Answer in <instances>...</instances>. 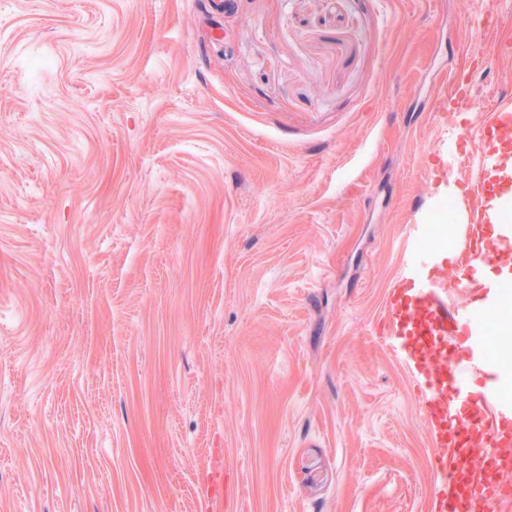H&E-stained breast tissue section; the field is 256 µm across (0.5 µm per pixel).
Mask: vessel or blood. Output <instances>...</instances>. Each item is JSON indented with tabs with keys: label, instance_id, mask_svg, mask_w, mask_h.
<instances>
[{
	"label": "vessel or blood",
	"instance_id": "vessel-or-blood-1",
	"mask_svg": "<svg viewBox=\"0 0 512 512\" xmlns=\"http://www.w3.org/2000/svg\"><path fill=\"white\" fill-rule=\"evenodd\" d=\"M512 110L496 113L493 130L481 133L478 164L486 175L482 223L450 216L460 238L456 262L447 250L425 244L428 227H408L411 242L387 295L383 347L408 373L432 441L427 464L437 481L433 512H500V491L512 475V403L492 382L476 385L485 365L482 316L512 281L473 288L477 269L512 266V225L503 223L501 188L512 184ZM444 173L462 159L457 139L439 140Z\"/></svg>",
	"mask_w": 512,
	"mask_h": 512
}]
</instances>
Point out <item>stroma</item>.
<instances>
[{
  "mask_svg": "<svg viewBox=\"0 0 512 512\" xmlns=\"http://www.w3.org/2000/svg\"><path fill=\"white\" fill-rule=\"evenodd\" d=\"M487 6L0 0V512H209L216 457L223 512H431L378 336L438 139L512 108Z\"/></svg>",
  "mask_w": 512,
  "mask_h": 512,
  "instance_id": "obj_1",
  "label": "stroma"
}]
</instances>
